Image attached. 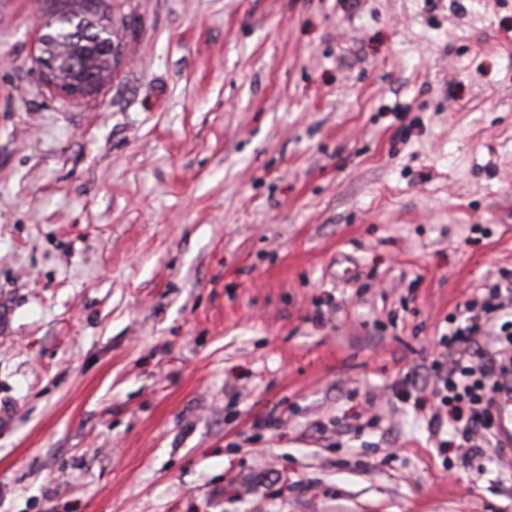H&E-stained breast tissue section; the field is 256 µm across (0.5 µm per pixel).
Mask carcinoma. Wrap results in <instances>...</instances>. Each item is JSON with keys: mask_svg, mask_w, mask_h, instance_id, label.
Listing matches in <instances>:
<instances>
[{"mask_svg": "<svg viewBox=\"0 0 512 512\" xmlns=\"http://www.w3.org/2000/svg\"><path fill=\"white\" fill-rule=\"evenodd\" d=\"M100 2L86 0L78 11L59 10L45 22L43 52L55 61V79L69 85L97 77L112 78V30L97 19Z\"/></svg>", "mask_w": 512, "mask_h": 512, "instance_id": "1", "label": "carcinoma"}]
</instances>
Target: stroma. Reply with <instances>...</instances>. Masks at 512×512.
Wrapping results in <instances>:
<instances>
[{
	"label": "stroma",
	"instance_id": "stroma-1",
	"mask_svg": "<svg viewBox=\"0 0 512 512\" xmlns=\"http://www.w3.org/2000/svg\"><path fill=\"white\" fill-rule=\"evenodd\" d=\"M0 0V512H512L422 415L512 281V0ZM82 2L85 5L78 11L53 13L45 22L43 44L40 41L43 52L55 61L54 64L47 55L41 58V78L59 95L70 99L90 96L100 88L91 80H80L96 76L98 82L105 84L112 78L113 54L107 46L112 42V30L97 19L101 1ZM54 66L55 79L60 84L54 79Z\"/></svg>",
	"mask_w": 512,
	"mask_h": 512
}]
</instances>
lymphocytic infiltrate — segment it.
<instances>
[{
  "mask_svg": "<svg viewBox=\"0 0 512 512\" xmlns=\"http://www.w3.org/2000/svg\"><path fill=\"white\" fill-rule=\"evenodd\" d=\"M504 309L500 289H493L482 301L479 313L469 316L466 326L448 336L450 363L447 374L439 377L437 389L442 408L432 413L429 424L438 428L451 421L460 447L469 454L480 453L477 438L494 437L493 392L498 374L505 365H512V320H502ZM486 323L498 328L496 348L490 355L476 346V336Z\"/></svg>",
  "mask_w": 512,
  "mask_h": 512,
  "instance_id": "lymphocytic-infiltrate-1",
  "label": "lymphocytic infiltrate"
}]
</instances>
